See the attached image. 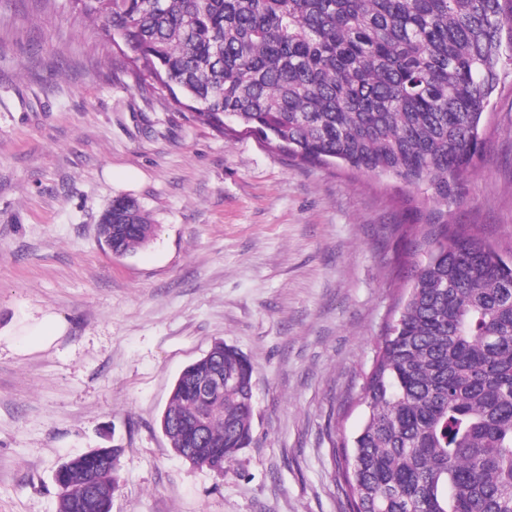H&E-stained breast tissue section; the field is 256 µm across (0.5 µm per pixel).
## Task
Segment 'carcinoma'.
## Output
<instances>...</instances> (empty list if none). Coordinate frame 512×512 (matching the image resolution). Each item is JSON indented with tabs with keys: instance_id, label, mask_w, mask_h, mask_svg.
<instances>
[{
	"instance_id": "cac0c4a2",
	"label": "carcinoma",
	"mask_w": 512,
	"mask_h": 512,
	"mask_svg": "<svg viewBox=\"0 0 512 512\" xmlns=\"http://www.w3.org/2000/svg\"><path fill=\"white\" fill-rule=\"evenodd\" d=\"M104 48L123 45L141 90L225 135L237 128L298 165L425 186L441 207L462 190L501 82L512 0H69ZM393 231L413 265L356 404L361 428L333 447L349 512H512V260L479 224L424 216L406 199ZM100 239L115 255L155 228L117 195ZM253 364L215 343L176 379L160 427L175 453L211 469L251 441ZM216 374L228 391L203 399ZM121 449L59 467L58 512H102Z\"/></svg>"
}]
</instances>
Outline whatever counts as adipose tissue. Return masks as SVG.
Masks as SVG:
<instances>
[{
    "label": "adipose tissue",
    "instance_id": "ef3b65f1",
    "mask_svg": "<svg viewBox=\"0 0 512 512\" xmlns=\"http://www.w3.org/2000/svg\"><path fill=\"white\" fill-rule=\"evenodd\" d=\"M66 330V322L52 311L25 313L0 327V344L15 353L30 354L50 348Z\"/></svg>",
    "mask_w": 512,
    "mask_h": 512
}]
</instances>
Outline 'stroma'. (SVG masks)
<instances>
[{
  "label": "stroma",
  "instance_id": "stroma-1",
  "mask_svg": "<svg viewBox=\"0 0 512 512\" xmlns=\"http://www.w3.org/2000/svg\"><path fill=\"white\" fill-rule=\"evenodd\" d=\"M484 129L448 221L503 249L512 64ZM121 193L155 233L118 256L97 225ZM409 195L433 209L426 189L294 165L141 92L68 0H0V327L36 309L68 324L47 350H0V512H57L58 466L95 448L122 451L112 512H345L330 431L360 428L349 400L424 258L392 235ZM220 340L255 388L252 441L219 473L176 455L159 420Z\"/></svg>",
  "mask_w": 512,
  "mask_h": 512
}]
</instances>
